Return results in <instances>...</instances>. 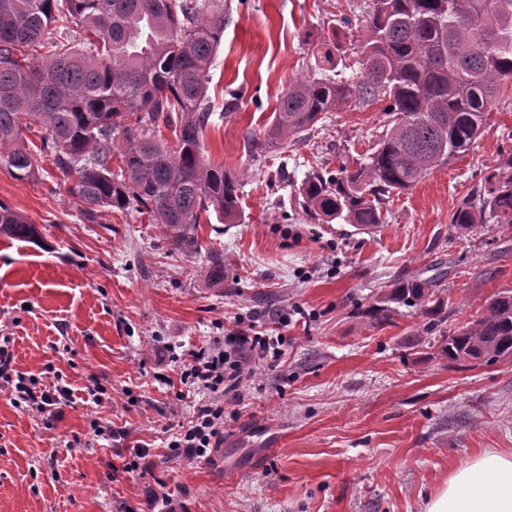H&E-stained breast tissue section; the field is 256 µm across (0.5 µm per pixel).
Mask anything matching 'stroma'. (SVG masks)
Listing matches in <instances>:
<instances>
[{
  "instance_id": "obj_1",
  "label": "stroma",
  "mask_w": 512,
  "mask_h": 512,
  "mask_svg": "<svg viewBox=\"0 0 512 512\" xmlns=\"http://www.w3.org/2000/svg\"><path fill=\"white\" fill-rule=\"evenodd\" d=\"M366 7L224 0L202 140L212 161L240 173L241 216L197 225L199 249L176 247L173 230L134 207L86 221L73 176L50 155H38L29 180L0 166V202L41 234L36 244L0 236V339L16 370L73 393L50 420L0 390V512H142L152 491L173 495L178 512H423L462 462L512 456V362L448 361L410 308L390 324L366 314L396 281L437 269L447 273L451 330L512 288V237H459L450 223L512 154V89L462 158L391 195L374 234L311 218L298 189L312 168L368 153L384 130L381 104L327 113L286 153L247 149L246 134L271 123L288 85L314 74L317 42L337 41L336 72L358 73ZM238 318L284 333V364L254 363L240 416L210 457L175 455L168 437L200 400L175 358ZM97 420L126 439L95 436ZM138 445L152 467L113 472Z\"/></svg>"
}]
</instances>
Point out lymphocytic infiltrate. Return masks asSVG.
Wrapping results in <instances>:
<instances>
[{
    "label": "lymphocytic infiltrate",
    "instance_id": "obj_1",
    "mask_svg": "<svg viewBox=\"0 0 512 512\" xmlns=\"http://www.w3.org/2000/svg\"><path fill=\"white\" fill-rule=\"evenodd\" d=\"M288 342L282 335L271 336L258 330L256 323L237 321L235 328L214 337L205 347L190 350L182 362V383L201 394L194 418L188 428L173 435L170 450L187 457H203L221 447L224 441V406L239 380L251 376L250 355L270 361L280 360ZM7 347L0 346V383L14 399L57 417L61 405L69 401L63 387H49L41 380L16 371Z\"/></svg>",
    "mask_w": 512,
    "mask_h": 512
}]
</instances>
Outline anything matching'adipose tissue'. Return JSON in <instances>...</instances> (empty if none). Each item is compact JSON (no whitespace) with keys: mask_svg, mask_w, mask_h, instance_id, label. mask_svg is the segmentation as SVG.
I'll use <instances>...</instances> for the list:
<instances>
[{"mask_svg":"<svg viewBox=\"0 0 512 512\" xmlns=\"http://www.w3.org/2000/svg\"><path fill=\"white\" fill-rule=\"evenodd\" d=\"M424 512H512V457L488 451L464 462Z\"/></svg>","mask_w":512,"mask_h":512,"instance_id":"adipose-tissue-1","label":"adipose tissue"}]
</instances>
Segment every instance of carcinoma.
I'll return each mask as SVG.
<instances>
[{
	"label": "carcinoma",
	"instance_id": "1",
	"mask_svg": "<svg viewBox=\"0 0 512 512\" xmlns=\"http://www.w3.org/2000/svg\"><path fill=\"white\" fill-rule=\"evenodd\" d=\"M363 22L356 76L288 85L263 135L247 138L251 153L280 152L324 112L385 103L386 130L371 153L340 162L334 175L313 169L302 183L303 210L326 222L385 223L384 201L467 151L512 84V0H372ZM223 36L224 0H0V165L18 180L35 174L23 132L37 123L45 129L39 152L76 175L71 192L85 220L134 204L178 231L176 246H198L189 231L202 216L240 215L239 178L211 162L201 141ZM450 223L461 234L486 224L512 231V155ZM0 234L41 238L3 203ZM444 276L396 282L372 313L388 322L396 304L419 310L452 362L512 360V290L451 332Z\"/></svg>",
	"mask_w": 512,
	"mask_h": 512
}]
</instances>
